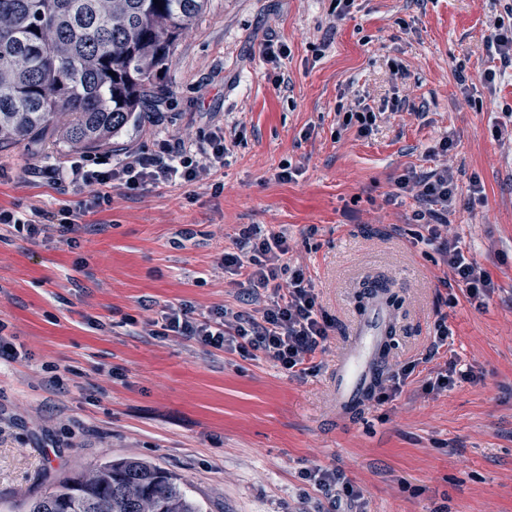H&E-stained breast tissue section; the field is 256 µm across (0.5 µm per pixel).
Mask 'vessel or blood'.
I'll use <instances>...</instances> for the list:
<instances>
[{"label":"vessel or blood","instance_id":"1","mask_svg":"<svg viewBox=\"0 0 512 512\" xmlns=\"http://www.w3.org/2000/svg\"><path fill=\"white\" fill-rule=\"evenodd\" d=\"M389 315L381 298L370 302L367 313L353 328L333 375L336 404L350 411L371 391L377 378L378 355L386 339Z\"/></svg>","mask_w":512,"mask_h":512}]
</instances>
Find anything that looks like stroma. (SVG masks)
Instances as JSON below:
<instances>
[{
    "label": "stroma",
    "mask_w": 512,
    "mask_h": 512,
    "mask_svg": "<svg viewBox=\"0 0 512 512\" xmlns=\"http://www.w3.org/2000/svg\"><path fill=\"white\" fill-rule=\"evenodd\" d=\"M335 2L208 0L177 43L152 122L100 153L113 164L124 150L220 126L223 191L113 189L72 242L32 243L0 224V334L18 352L0 359V512L122 458L172 474L202 512H332L303 478L315 465L341 471L365 512H512V140L489 122L512 108V76L477 81L493 65L489 27L512 0H351L341 20ZM270 42L284 54L267 57ZM358 96L382 112L366 137L338 116ZM445 137L450 232L499 286L480 311L416 243L415 200L388 199L406 171L438 167L429 149ZM70 154L1 149L0 208L76 207L79 195L34 174ZM286 165L298 171L289 182L277 178ZM476 184L485 201L473 206ZM243 224L287 235L290 266L311 277L332 320L305 378L144 329L169 306L254 314L221 267ZM378 278L399 302L380 375L415 369L392 400L343 416L332 373L357 294ZM441 318L452 335L434 354ZM450 357L476 380L426 393Z\"/></svg>",
    "instance_id": "35a3bbf8"
}]
</instances>
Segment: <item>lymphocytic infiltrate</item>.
Returning a JSON list of instances; mask_svg holds the SVG:
<instances>
[{"label":"lymphocytic infiltrate","mask_w":512,"mask_h":512,"mask_svg":"<svg viewBox=\"0 0 512 512\" xmlns=\"http://www.w3.org/2000/svg\"><path fill=\"white\" fill-rule=\"evenodd\" d=\"M228 151L223 127L187 140H158L150 152L130 149L110 168L98 167L86 156L43 169V177L65 184L72 191L88 193L85 205L110 204L111 188L134 193L149 186L193 185L210 180L224 166ZM399 193L412 195L420 204L414 220L424 226L425 245L434 247L475 309L486 307L498 289L489 271L448 234V212L456 199L454 176L448 164L426 174L407 172L396 182ZM80 210L56 212L32 208L0 209V224L13 225L25 239L35 242L53 236L79 233ZM234 251L225 252L222 265L234 284L252 290L260 309L247 316L228 307L205 313L191 307L169 308L162 317V335L175 334L217 350L256 355L291 377H303L316 366L324 350L330 323L322 314L318 296L302 268L285 262L288 238L282 233L263 234L255 225L242 227Z\"/></svg>","instance_id":"obj_1"}]
</instances>
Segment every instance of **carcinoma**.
I'll list each match as a JSON object with an SVG mask.
<instances>
[{"label": "carcinoma", "instance_id": "carcinoma-1", "mask_svg": "<svg viewBox=\"0 0 512 512\" xmlns=\"http://www.w3.org/2000/svg\"><path fill=\"white\" fill-rule=\"evenodd\" d=\"M205 0H0V148L112 146L167 91L176 42ZM24 512H200L138 459L67 477Z\"/></svg>", "mask_w": 512, "mask_h": 512}]
</instances>
